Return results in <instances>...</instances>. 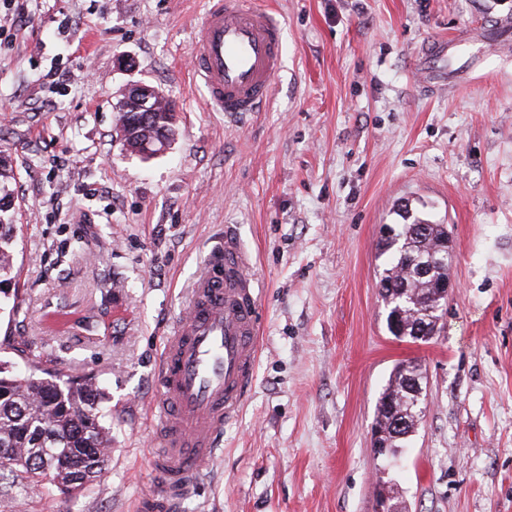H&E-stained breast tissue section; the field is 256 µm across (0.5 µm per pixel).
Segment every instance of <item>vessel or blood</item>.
<instances>
[{"label": "vessel or blood", "instance_id": "vessel-or-blood-1", "mask_svg": "<svg viewBox=\"0 0 512 512\" xmlns=\"http://www.w3.org/2000/svg\"><path fill=\"white\" fill-rule=\"evenodd\" d=\"M283 24L275 10L243 0H207L191 44L195 81L214 112L261 111L282 62ZM252 256L233 226L212 241L192 283L187 312L165 340L161 392L151 406L166 499L146 497L145 512H172L217 454L224 423L247 401L258 355L260 296Z\"/></svg>", "mask_w": 512, "mask_h": 512}]
</instances>
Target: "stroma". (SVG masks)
Listing matches in <instances>:
<instances>
[{
	"instance_id": "obj_1",
	"label": "stroma",
	"mask_w": 512,
	"mask_h": 512,
	"mask_svg": "<svg viewBox=\"0 0 512 512\" xmlns=\"http://www.w3.org/2000/svg\"><path fill=\"white\" fill-rule=\"evenodd\" d=\"M275 9L273 100L208 111L191 78L203 0H30L0 38V154L18 211L0 360L91 375L112 452L71 496L0 512H139L158 480V363L209 241L257 263L250 397L180 512H512V0H247ZM162 88L177 135L155 155L115 132L122 89ZM447 225L452 288L435 336L399 340L376 286L382 225ZM420 364L423 418L397 463L372 427L393 369Z\"/></svg>"
}]
</instances>
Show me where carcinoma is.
I'll return each mask as SVG.
<instances>
[{"mask_svg": "<svg viewBox=\"0 0 512 512\" xmlns=\"http://www.w3.org/2000/svg\"><path fill=\"white\" fill-rule=\"evenodd\" d=\"M132 123L133 143L158 140L162 133L176 132L175 113L151 112L147 124L138 113L125 112ZM12 199L0 194V277L12 269L8 250L13 224L8 222ZM393 235L382 239L378 287L387 306V327L394 336L417 339L435 334L443 314L439 289L449 280L452 261L444 242L448 225L418 219L391 224ZM100 392L91 381L48 379L19 375L0 362V471L22 476L26 486L43 487L47 466L55 471L54 487L70 492L74 484L94 481L105 466L112 448L110 427L99 409ZM424 409L422 373L409 361L395 369L379 400L373 448L379 457H394L416 431ZM405 427L397 429L396 422ZM25 456L22 463L11 455Z\"/></svg>", "mask_w": 512, "mask_h": 512, "instance_id": "carcinoma-1", "label": "carcinoma"}]
</instances>
